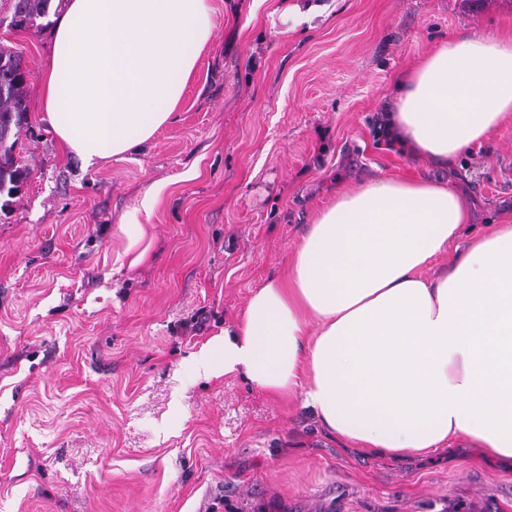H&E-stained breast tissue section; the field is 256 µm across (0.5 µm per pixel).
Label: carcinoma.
<instances>
[{
  "mask_svg": "<svg viewBox=\"0 0 512 512\" xmlns=\"http://www.w3.org/2000/svg\"><path fill=\"white\" fill-rule=\"evenodd\" d=\"M63 0H0V23L7 22L25 32L51 25L49 17L61 8ZM30 71L18 53L0 47V195L10 206L29 177V169L15 157V145L28 128Z\"/></svg>",
  "mask_w": 512,
  "mask_h": 512,
  "instance_id": "1",
  "label": "carcinoma"
}]
</instances>
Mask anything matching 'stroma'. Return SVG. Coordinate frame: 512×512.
<instances>
[{
	"instance_id": "obj_1",
	"label": "stroma",
	"mask_w": 512,
	"mask_h": 512,
	"mask_svg": "<svg viewBox=\"0 0 512 512\" xmlns=\"http://www.w3.org/2000/svg\"><path fill=\"white\" fill-rule=\"evenodd\" d=\"M209 4L174 121L91 167L39 106L51 30L0 31L31 72L30 176L0 211V512H512V461L467 438L360 452L300 398L193 366L365 176L447 180L467 237L512 224V122L447 169L377 132L399 72L452 36L512 35V0Z\"/></svg>"
}]
</instances>
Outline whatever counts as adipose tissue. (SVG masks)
I'll return each instance as SVG.
<instances>
[{
  "label": "adipose tissue",
  "mask_w": 512,
  "mask_h": 512,
  "mask_svg": "<svg viewBox=\"0 0 512 512\" xmlns=\"http://www.w3.org/2000/svg\"><path fill=\"white\" fill-rule=\"evenodd\" d=\"M212 28L208 0H71L40 77L65 151L120 159L172 122ZM394 86L396 144L451 165L512 120V36L448 38ZM470 220L467 198L430 179L370 176L339 192L287 277L254 290L196 369L300 396L364 452L428 454L463 435L512 458V224L433 267Z\"/></svg>",
  "instance_id": "obj_1"
}]
</instances>
